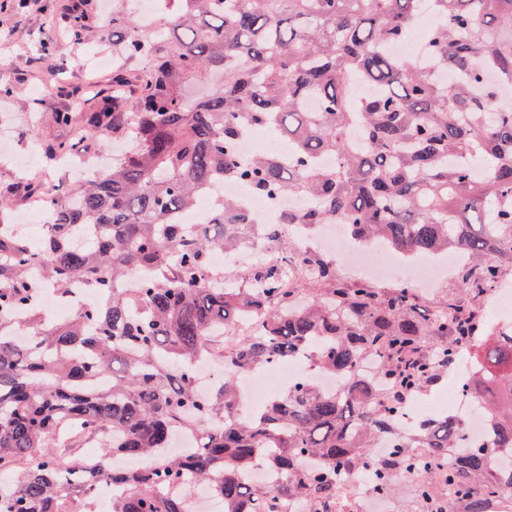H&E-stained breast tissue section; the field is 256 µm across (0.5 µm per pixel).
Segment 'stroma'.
<instances>
[{
	"mask_svg": "<svg viewBox=\"0 0 512 512\" xmlns=\"http://www.w3.org/2000/svg\"><path fill=\"white\" fill-rule=\"evenodd\" d=\"M111 0H43L42 11L0 10V39L12 46L7 62L0 64V129L8 130L11 146L0 149V184L19 186L5 197L14 214H23L28 189L39 180L58 178L45 155L32 165L20 164L24 146L58 141L77 142L81 152L110 159L131 143L133 129L103 127L87 136L88 119L102 106V93L112 87L111 68L91 64L94 54L112 55ZM78 12L84 18L80 36L68 33L66 17ZM68 113L69 123L58 121Z\"/></svg>",
	"mask_w": 512,
	"mask_h": 512,
	"instance_id": "35a3bbf8",
	"label": "stroma"
}]
</instances>
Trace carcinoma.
Masks as SVG:
<instances>
[{
  "label": "carcinoma",
  "instance_id": "1",
  "mask_svg": "<svg viewBox=\"0 0 512 512\" xmlns=\"http://www.w3.org/2000/svg\"><path fill=\"white\" fill-rule=\"evenodd\" d=\"M442 18L426 53L464 80L448 89L385 47L406 38L425 3ZM152 28L112 16V53L143 61L133 100L138 137L99 179L51 200L52 223L33 243L5 230L0 210V512H95L92 490L112 482L109 512H192L203 483L224 512H277L286 496L308 512H333L341 479L365 470L373 492L392 495L399 476L421 480L429 512L438 474L469 512H487L512 471L482 456L440 463L457 447L459 422L432 418L382 457L376 440L394 430L410 397L437 382L468 348L477 367L462 387L484 410L493 439L512 448V327H479L450 304L428 315L407 283L391 289L339 278L326 259L302 252L278 224H257L223 198L211 222L188 231L177 215L225 179L259 196L300 194L310 207L285 224L336 219L358 243L382 241L411 256L459 252L462 291L479 297L512 268V0H172ZM217 74L205 97L186 87ZM375 92L363 99L353 87ZM272 128L288 159L238 162L237 141ZM359 128L365 142L351 136ZM334 163L322 166L321 158ZM276 245L295 267L257 266L241 288L207 279L210 253ZM141 273L138 287L124 282ZM80 280L100 301L66 321L35 310L39 288L65 295ZM29 312L24 344L12 312ZM260 316L226 356L209 345L228 322ZM315 345L319 370L343 380L325 392L300 383L251 416H235L239 385L224 373L206 400L194 363L203 353L240 370L288 359ZM374 358L384 386L357 372ZM200 432V450L172 455L178 434ZM106 435L93 459L70 461L60 444ZM426 448L412 457L408 449ZM116 457L139 466L115 470ZM266 462L284 483L251 490L242 480Z\"/></svg>",
  "mask_w": 512,
  "mask_h": 512
}]
</instances>
